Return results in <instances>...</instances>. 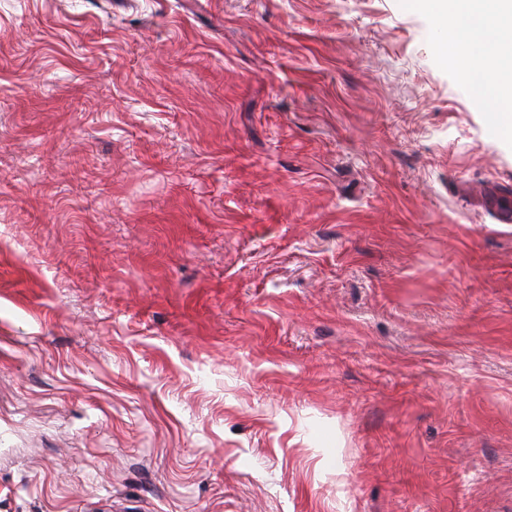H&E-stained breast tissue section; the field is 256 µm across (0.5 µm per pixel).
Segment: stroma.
Masks as SVG:
<instances>
[{
	"mask_svg": "<svg viewBox=\"0 0 512 512\" xmlns=\"http://www.w3.org/2000/svg\"><path fill=\"white\" fill-rule=\"evenodd\" d=\"M407 0H0V512H512V138Z\"/></svg>",
	"mask_w": 512,
	"mask_h": 512,
	"instance_id": "obj_1",
	"label": "stroma"
}]
</instances>
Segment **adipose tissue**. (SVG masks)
<instances>
[{"label":"adipose tissue","mask_w":512,"mask_h":512,"mask_svg":"<svg viewBox=\"0 0 512 512\" xmlns=\"http://www.w3.org/2000/svg\"><path fill=\"white\" fill-rule=\"evenodd\" d=\"M437 17L454 14L457 21L448 28L446 56L466 68L469 86L477 105L488 108L497 131L512 136V82H506L494 72L498 60L497 46L512 38L511 26L487 29L478 12L459 4V0H414Z\"/></svg>","instance_id":"obj_1"}]
</instances>
